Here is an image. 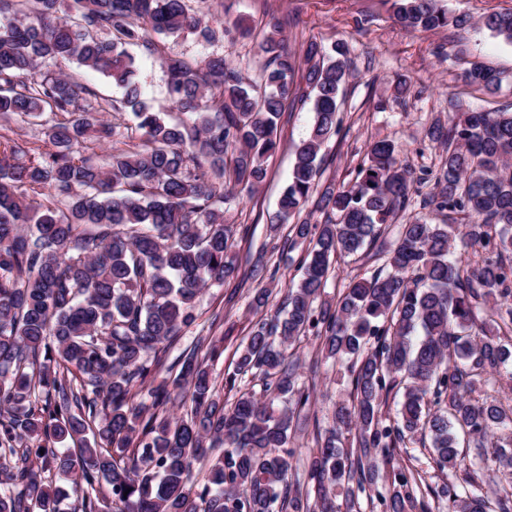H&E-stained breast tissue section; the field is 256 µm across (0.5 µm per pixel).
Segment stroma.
<instances>
[{"mask_svg":"<svg viewBox=\"0 0 512 512\" xmlns=\"http://www.w3.org/2000/svg\"><path fill=\"white\" fill-rule=\"evenodd\" d=\"M449 14L464 15L471 24L465 28L447 27L431 32L409 31L391 17L388 0H206L209 19L245 18L253 31L247 38L220 39L207 44L196 35L159 37L162 48L183 53L196 60L211 53L226 56L242 73L257 78L263 56L262 35L258 30L268 14L283 19V34L293 50H301L308 40L324 45L346 40L349 48L350 77L341 104L343 125L340 133L322 148L323 183L343 186L350 182L354 167L362 160L368 145L390 139L402 150L401 157L413 167L439 164L441 150L424 138L426 125L436 117H446L451 100L474 109L494 110L512 103V44L478 27V20L493 11L512 10V0H440ZM136 79L144 97L154 107L175 116L166 90L159 61L138 55ZM483 66L501 73L503 82L497 94L488 95L467 86L460 78L462 69ZM408 79L411 90L404 101L393 99L400 79ZM314 114L310 105L297 107L281 120L280 143L265 161L267 177L254 192H242L225 214L228 223L246 224L251 235L235 240L232 252L239 273H247L258 251L279 268L276 281L269 283V309L280 306L293 282L300 276V251L288 248V224L271 230L277 202L295 161L296 146L307 138ZM258 287L246 281L235 305H226L225 290H206L197 308L198 319L186 328L181 346L191 344L199 333L224 340V356L215 363L216 378H223L234 351L244 342L259 315L250 307ZM304 379L314 391L306 425L293 428L292 438L301 449L312 447L315 429L332 424L333 406L350 390L343 369L325 361L318 352L315 337L300 345Z\"/></svg>","mask_w":512,"mask_h":512,"instance_id":"obj_1","label":"stroma"}]
</instances>
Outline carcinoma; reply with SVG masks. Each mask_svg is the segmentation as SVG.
<instances>
[{
    "mask_svg": "<svg viewBox=\"0 0 512 512\" xmlns=\"http://www.w3.org/2000/svg\"><path fill=\"white\" fill-rule=\"evenodd\" d=\"M391 8L410 31L470 23L437 0ZM480 24L512 43V11ZM187 32L217 36L189 0H0V119L51 115L44 147L8 139L0 151V512H63L67 499L72 512H358L367 491L381 512H432L433 500L512 512L506 489L482 490L454 433L512 470V438L494 440L512 416L471 398L512 362V337L500 335L512 333V105L430 122L425 138L444 153L436 169L416 173L394 142L374 141L337 188L321 183L319 153L340 129L347 42L303 44L302 88L271 15L257 87L223 56L192 65L153 39ZM128 45L159 57L176 122L142 99ZM66 59L125 88L132 124L103 127L96 93L48 69ZM462 79L488 93L502 83L484 67ZM309 100L314 123L279 198V218L296 219L289 246L309 243L302 277L253 324L220 389L213 337L171 362L167 350L195 322L202 291L235 276L224 187L265 180L286 104ZM101 132L113 137L107 165L90 147ZM425 183L419 205L454 223L417 217L386 244ZM310 202L331 218L311 223ZM475 245L485 257L472 264ZM356 254L376 265L371 275L324 298L332 263ZM303 336L346 364L351 385L305 454L289 433L313 398L298 373ZM250 376L261 392L242 386ZM67 439L77 448L59 450ZM416 441L465 485L433 487L404 467L400 449Z\"/></svg>",
    "mask_w": 512,
    "mask_h": 512,
    "instance_id": "1",
    "label": "carcinoma"
}]
</instances>
